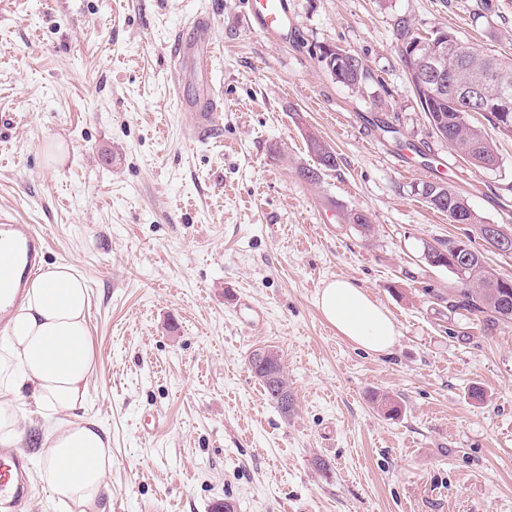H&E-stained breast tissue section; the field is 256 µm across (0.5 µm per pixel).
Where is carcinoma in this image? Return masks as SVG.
Instances as JSON below:
<instances>
[{"label": "carcinoma", "instance_id": "1", "mask_svg": "<svg viewBox=\"0 0 512 512\" xmlns=\"http://www.w3.org/2000/svg\"><path fill=\"white\" fill-rule=\"evenodd\" d=\"M468 59L458 58L460 49L448 45V68L463 67L484 79L488 90L493 92L497 88L499 77L506 73L512 78V58L481 55L467 48ZM372 80L371 72L363 59L355 57L354 69L349 72L343 85L360 91ZM470 104L455 96L451 87L439 97L427 102L424 111L429 125H437L448 130V145L459 153L475 154L484 161L493 165L498 164L496 145L482 127L476 125L469 112ZM310 148L317 159L318 168L309 170L305 177L315 181L319 178L322 169L336 168L337 158L333 151L321 141L310 139ZM425 202L433 209L448 215V221L454 222L456 211H462L469 216L470 223L481 232L485 223L473 209L468 201L457 191L445 186L439 198H431L427 193H421ZM457 278V288L448 294V309H463L476 316L485 318L489 325L499 322H512V287H505V278L486 266L483 253L477 248H471L470 262L462 271L454 272ZM268 368L261 366L254 371V376L262 381V387L268 399L280 412H285L284 395L281 389L283 381L278 380L271 384L262 380ZM372 401L377 404L385 416L397 417L401 414V407L385 394L375 393Z\"/></svg>", "mask_w": 512, "mask_h": 512}]
</instances>
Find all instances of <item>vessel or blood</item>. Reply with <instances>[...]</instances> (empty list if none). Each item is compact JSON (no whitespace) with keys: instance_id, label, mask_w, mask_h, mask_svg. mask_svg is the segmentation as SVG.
I'll list each match as a JSON object with an SVG mask.
<instances>
[{"instance_id":"b4317fda","label":"vessel or blood","mask_w":512,"mask_h":512,"mask_svg":"<svg viewBox=\"0 0 512 512\" xmlns=\"http://www.w3.org/2000/svg\"><path fill=\"white\" fill-rule=\"evenodd\" d=\"M253 30L267 38H277L288 25L286 0H252ZM213 23L209 14L195 15L179 29L172 51L171 76L175 85L189 82L200 93L192 100L180 99V106L189 113L195 139H209L216 129L215 116L220 110L221 96L214 80L216 44L212 37ZM0 223L10 225L16 248L0 249V271L8 272L17 286L38 273L47 252V237L35 225L21 223L9 211L0 213ZM28 453L22 448L0 446V512H23L30 495Z\"/></svg>"}]
</instances>
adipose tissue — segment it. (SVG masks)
I'll list each match as a JSON object with an SVG mask.
<instances>
[{
    "label": "adipose tissue",
    "instance_id": "ef3b65f1",
    "mask_svg": "<svg viewBox=\"0 0 512 512\" xmlns=\"http://www.w3.org/2000/svg\"><path fill=\"white\" fill-rule=\"evenodd\" d=\"M84 279L65 264L45 266L25 291L0 342V445L19 446L26 403L49 419L39 477L63 512H106L112 441L96 417L84 414L95 364ZM323 318L340 336L385 354L399 331L390 312L363 288L339 278L317 297Z\"/></svg>",
    "mask_w": 512,
    "mask_h": 512
}]
</instances>
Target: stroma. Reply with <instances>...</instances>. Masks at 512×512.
<instances>
[{"label":"stroma","mask_w":512,"mask_h":512,"mask_svg":"<svg viewBox=\"0 0 512 512\" xmlns=\"http://www.w3.org/2000/svg\"><path fill=\"white\" fill-rule=\"evenodd\" d=\"M200 10L224 97L205 142L168 67ZM288 16L281 41L253 32L246 0H0V210L44 230L48 263L89 288L84 411L112 436L110 512H512V322L449 311L456 278L424 246L475 229L417 193L447 181L512 230V137L473 113L499 164L465 162L396 40L405 17L512 56V0H288ZM324 45L364 60V92L333 80ZM313 136L337 166L310 182ZM337 277L390 311L391 354L325 323L317 293ZM261 346L282 358L288 414L249 367ZM149 410L163 423L147 437Z\"/></svg>","instance_id":"obj_1"}]
</instances>
